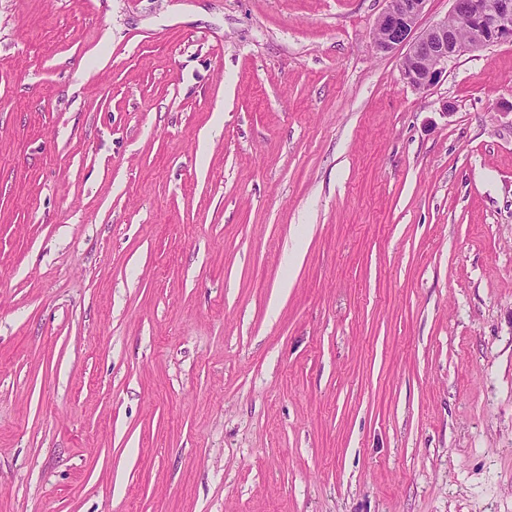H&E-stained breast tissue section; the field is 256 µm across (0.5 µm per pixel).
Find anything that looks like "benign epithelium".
Returning a JSON list of instances; mask_svg holds the SVG:
<instances>
[{"label": "benign epithelium", "mask_w": 512, "mask_h": 512, "mask_svg": "<svg viewBox=\"0 0 512 512\" xmlns=\"http://www.w3.org/2000/svg\"><path fill=\"white\" fill-rule=\"evenodd\" d=\"M427 0H386L375 25L374 45L388 53L406 48L402 59L403 81L414 89L433 86L448 62L475 49L512 44V0H497L494 10L482 0H452L449 16L425 33L415 30Z\"/></svg>", "instance_id": "1"}]
</instances>
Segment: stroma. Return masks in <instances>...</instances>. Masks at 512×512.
<instances>
[{"instance_id": "1", "label": "stroma", "mask_w": 512, "mask_h": 512, "mask_svg": "<svg viewBox=\"0 0 512 512\" xmlns=\"http://www.w3.org/2000/svg\"><path fill=\"white\" fill-rule=\"evenodd\" d=\"M385 0H0V512H512V45ZM452 0L444 19L425 33L414 36L427 0H386L375 25L374 45L379 53L406 47L402 59L403 81L414 89L433 86L448 62L475 49L512 44V0ZM456 21L465 29L461 37Z\"/></svg>"}]
</instances>
